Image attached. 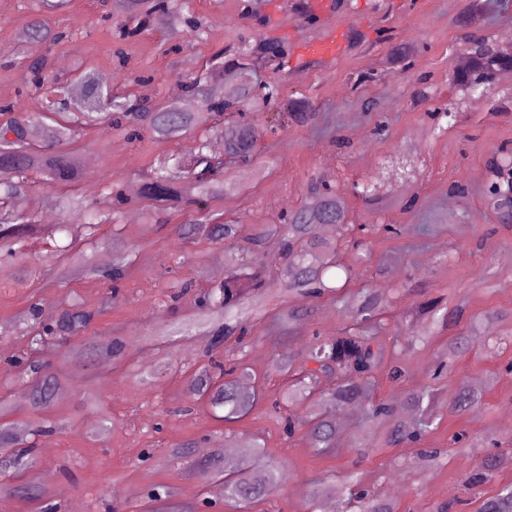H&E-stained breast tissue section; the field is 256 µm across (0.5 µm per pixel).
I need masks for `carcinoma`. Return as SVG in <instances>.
<instances>
[{"mask_svg": "<svg viewBox=\"0 0 512 512\" xmlns=\"http://www.w3.org/2000/svg\"><path fill=\"white\" fill-rule=\"evenodd\" d=\"M112 5L117 17L115 35L121 40L133 39L153 26L172 21L186 27L184 39L179 38L177 28L170 27L172 37L176 38L171 47L173 52L180 53L192 41L206 40L202 23L193 16H184L187 0H112ZM29 35L48 44V51L37 59L19 63L25 92L15 101L0 105V115L5 117L0 121V254L7 258L25 256L24 242L41 230L37 215L25 202L37 179L50 180L62 188V221L54 226V231L69 235L71 226L79 228V234L59 247V251L67 260L101 278L105 291L95 307L78 299L69 302L61 313L60 327L38 321L39 307L32 306L28 349L11 356L25 364L17 380L30 386L35 409L45 410L52 405L62 379L52 371L47 355L56 356L62 364L71 360L70 354L55 349V340L65 335L81 336L99 316L112 309L118 303L116 284L129 276L133 263L127 255L116 259L111 269L101 271L94 262L99 227L110 223L112 232L120 230L117 214L126 201L122 187L108 185L104 198L109 207H95L80 192L79 155L74 151L57 152L53 146L75 140L85 127H95L105 134L120 130L130 141L139 140L146 133L159 139L178 138L203 124L206 114L211 119L207 134L224 140V155L230 161L214 159L208 138L203 137L190 148L187 160L178 165V175L169 173L163 163L148 173L141 186V197L190 209L189 222L177 226L179 237L204 238L224 248L230 274L204 294L200 306L201 323L212 336L207 353L210 362L189 380L188 393L192 397L206 396L212 409L223 410V414L214 415L217 420L231 426L238 424L263 402L266 394L256 392L247 382L250 371L243 357L226 350L224 357L216 359L213 352L231 336L243 340L250 333L251 323L261 315L266 299L275 302L279 310L277 321L291 327L302 321V314L287 304V298L295 294L312 298L334 294L349 287L355 279V274L348 271L340 287L324 281L325 271L336 266V243L315 239L312 228L315 224H333L338 231H344L347 210L342 196L326 190L322 182L311 184L303 205L281 215L278 224L221 221L208 209V201L244 189L241 179L227 174L229 166L244 172L261 169V133L249 114L276 108L299 122L312 117L309 102L287 96L282 81L276 77L288 62V45L259 40L214 52L183 84L186 95L201 103V110L182 112L127 90L104 89L91 71L79 75L78 83L68 87L56 74L53 59L71 36L51 29L41 19L31 22ZM467 39L472 44L468 66L454 72V82L466 90L471 78L479 74L489 90L501 72L512 70V56L473 34ZM41 90L46 101L41 103L40 111L26 112L24 100L39 99ZM272 238L275 250L270 252L268 242ZM277 261L285 267L284 281L282 287L272 289L263 279L261 268ZM351 301L352 323L332 336L312 337L302 363L297 365L282 353L273 357L270 364L269 373L282 376L284 381L273 408L285 422L286 433L291 436L302 432L315 455L327 454L336 447V421L331 413L364 401L372 403L369 418L381 429L384 448L409 445L441 423L431 408L434 394L430 388L410 394L408 401L417 414L411 425L397 419L388 402L372 401L381 373L395 382L405 378L404 356L413 346L414 337L408 336L401 342L385 335L383 316L389 303L385 290L360 288L352 293ZM413 313L448 328L463 317V309L450 314L436 300L418 304ZM299 392L311 400L308 412L283 413ZM481 398V389L468 386L453 397L450 411L463 414ZM8 414V405L1 401L0 492L27 498L30 489L20 483L17 474L32 453L33 443L14 435L9 423L3 421ZM264 447L265 444L254 441V452L231 470L225 469L219 459L201 461L197 469L202 476L222 485L224 499L249 509L276 490L279 470L288 465L284 458L273 467L259 466L257 457L264 454ZM459 454L468 468L469 489L478 490L492 480L496 455L475 459L462 450ZM339 504L341 512H397L394 501L358 487L350 490L349 497H339ZM479 512H512V483L482 500Z\"/></svg>", "mask_w": 512, "mask_h": 512, "instance_id": "1", "label": "carcinoma"}]
</instances>
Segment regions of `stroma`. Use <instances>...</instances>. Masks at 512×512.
Instances as JSON below:
<instances>
[{
    "instance_id": "1",
    "label": "stroma",
    "mask_w": 512,
    "mask_h": 512,
    "mask_svg": "<svg viewBox=\"0 0 512 512\" xmlns=\"http://www.w3.org/2000/svg\"><path fill=\"white\" fill-rule=\"evenodd\" d=\"M293 0H193L196 15L206 23L207 39L179 54L167 51L162 30H152L131 41H118L101 16L100 0H68L63 10L47 14L52 29L71 35L72 41L55 57L65 71L77 66L112 76V87L124 77L146 75L138 94L168 103L172 86L195 74L203 58L217 49L257 36L300 48L331 34H345L331 61L289 72L285 87L293 96L312 102L314 117L298 124L273 109L259 124H277L278 137H264L259 149L268 164L250 180L246 193L210 201L209 207L227 220L268 224L282 212L301 204L311 180L324 178L342 192L347 221L354 226L402 224L404 235L372 237L368 251L340 247V261L363 274L370 286L390 290L393 306L387 332L405 336L401 316L416 301L414 286L425 295L442 298L448 306L464 305L477 323H489V335L470 344L455 359L452 370L434 378V369L449 334H461L465 324L451 332L432 333L427 323L415 327L421 340L410 350L409 374L401 382H382L379 395L388 401L408 399L423 386L440 391L436 412L438 431L424 444L444 448L458 431L483 439L476 456L495 447L512 448V223H500L485 196L492 179L489 163L502 151L512 152V71L500 74L485 95L467 94L452 84L456 60L465 56L470 29L493 41L512 32V5L493 0L466 25L468 0H341L338 9L309 23L292 9ZM42 9L37 0H0V47L20 49L34 59L43 43L21 42L31 20ZM410 51L407 64L393 62L396 47ZM427 90L428 100L418 97ZM455 112V123L437 118L435 108ZM385 124L377 133V124ZM190 137L132 142L121 131L104 135L82 133L79 155L85 160L83 194L97 198L110 183L122 184L129 198L119 222L120 234L110 226L100 229L96 257L134 253L135 262L124 281L120 300L101 315L91 331L96 339L119 337L120 356L99 353L69 367L54 405L34 412L26 387L16 383L17 371L5 358L22 350L27 336L18 328L32 300L41 302V320L54 321L73 297L97 304L104 286L100 279L73 272L63 279L48 275L57 257L50 238L32 240L30 247L44 258L43 272L23 260L0 262V394L9 402V421L15 431L31 435L42 419L52 420L55 432L36 440V461L23 471L22 481L36 493L35 500L10 497L13 512H139L149 489H167L173 499L192 512H235L214 487L188 469L200 460L201 449L223 453L229 445L224 424L213 416L209 402L186 396L187 376L205 361L209 337L188 324L198 309L201 289L218 284L214 271L224 265V253L199 238L179 239L176 225L189 220L186 211L167 210L154 219L144 217L140 199L144 173L158 160L184 157ZM378 188L383 199L373 203L355 196L354 183ZM180 252L183 266L176 274L166 270L169 253ZM190 281L173 296L174 281ZM307 318L288 332L285 342L296 360H303L312 332L331 334L350 319L346 301L328 297L292 298ZM483 388L480 404L469 412L451 413L448 404L463 386ZM109 410L112 424L100 427L101 410ZM365 406L337 412V453L312 456L303 435L286 438L258 406L235 427L242 452L253 438H263L269 464L289 458L288 477L278 490L253 506L251 512H324L306 497L311 482L342 486L355 473L363 487L395 501L398 512H437L450 503L449 512H477L478 501L451 504L464 479L459 457L424 461L413 447L384 448L381 431L365 418ZM188 441L187 458L169 455L173 445ZM372 446L369 457L360 448Z\"/></svg>"
}]
</instances>
